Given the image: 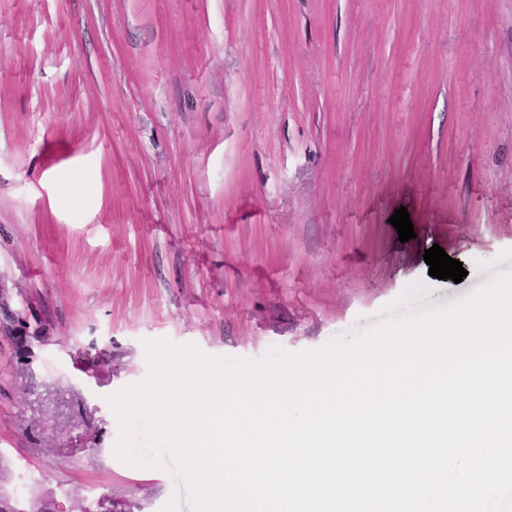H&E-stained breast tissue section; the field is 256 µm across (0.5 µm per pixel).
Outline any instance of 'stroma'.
I'll use <instances>...</instances> for the list:
<instances>
[{"instance_id":"stroma-1","label":"stroma","mask_w":512,"mask_h":512,"mask_svg":"<svg viewBox=\"0 0 512 512\" xmlns=\"http://www.w3.org/2000/svg\"><path fill=\"white\" fill-rule=\"evenodd\" d=\"M508 269L512 0H0L1 486L189 512L114 455L144 340L296 354Z\"/></svg>"}]
</instances>
